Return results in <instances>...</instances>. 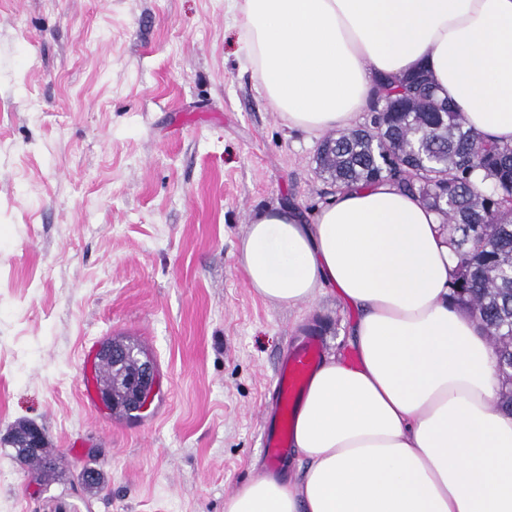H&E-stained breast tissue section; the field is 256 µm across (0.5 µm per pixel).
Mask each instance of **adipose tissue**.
<instances>
[{
    "label": "adipose tissue",
    "mask_w": 512,
    "mask_h": 512,
    "mask_svg": "<svg viewBox=\"0 0 512 512\" xmlns=\"http://www.w3.org/2000/svg\"><path fill=\"white\" fill-rule=\"evenodd\" d=\"M243 49L291 129H350L375 78L425 69L467 127L512 144V0H243ZM248 288L295 306L330 289L357 361L324 358L296 411L300 476L268 474L224 512H512V414L490 337L453 304L438 216L381 183L336 192L315 223L253 216Z\"/></svg>",
    "instance_id": "obj_1"
}]
</instances>
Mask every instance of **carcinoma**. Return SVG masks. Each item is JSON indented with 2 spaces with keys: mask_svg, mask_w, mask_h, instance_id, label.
<instances>
[{
  "mask_svg": "<svg viewBox=\"0 0 512 512\" xmlns=\"http://www.w3.org/2000/svg\"><path fill=\"white\" fill-rule=\"evenodd\" d=\"M378 85L369 123L335 132L332 148L316 155L317 169L338 190L392 182L438 215L457 258L451 297L468 306L493 339L499 407L512 412V145L467 128L422 71L380 78ZM479 172L480 186L474 181ZM107 345L126 351V374L107 362L103 373L116 397L112 410L130 416L127 378L149 354L117 339ZM15 459L39 478L60 468L44 448L37 454L17 448Z\"/></svg>",
  "mask_w": 512,
  "mask_h": 512,
  "instance_id": "1",
  "label": "carcinoma"
}]
</instances>
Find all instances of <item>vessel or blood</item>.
<instances>
[{
  "instance_id": "b4317fda",
  "label": "vessel or blood",
  "mask_w": 512,
  "mask_h": 512,
  "mask_svg": "<svg viewBox=\"0 0 512 512\" xmlns=\"http://www.w3.org/2000/svg\"><path fill=\"white\" fill-rule=\"evenodd\" d=\"M321 361V341L309 335L298 338L288 356L279 363L272 382L276 407L261 439V448L270 463H278L292 453L295 412Z\"/></svg>"
}]
</instances>
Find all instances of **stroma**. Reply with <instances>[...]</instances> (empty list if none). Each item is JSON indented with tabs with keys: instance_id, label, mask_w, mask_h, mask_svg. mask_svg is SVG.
<instances>
[{
	"instance_id": "stroma-1",
	"label": "stroma",
	"mask_w": 512,
	"mask_h": 512,
	"mask_svg": "<svg viewBox=\"0 0 512 512\" xmlns=\"http://www.w3.org/2000/svg\"><path fill=\"white\" fill-rule=\"evenodd\" d=\"M238 0H0V512H224L262 475L276 368L317 328L354 355L333 292L291 308L247 287L253 214L313 222L321 137L258 90ZM157 366L138 416L89 393L86 343ZM39 425L63 460L32 479L7 438ZM96 459L101 491L80 466Z\"/></svg>"
}]
</instances>
